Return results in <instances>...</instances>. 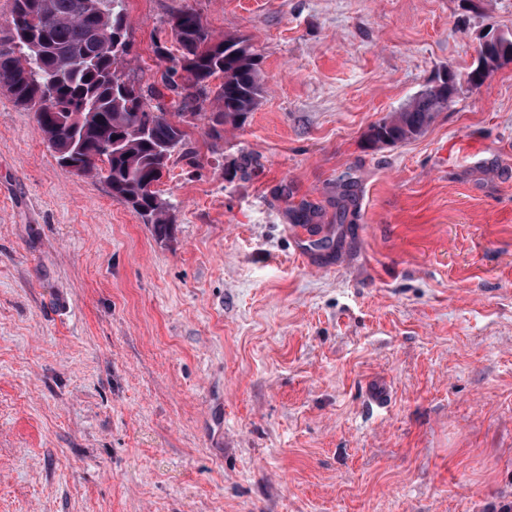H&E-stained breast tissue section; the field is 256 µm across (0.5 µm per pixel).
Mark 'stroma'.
Wrapping results in <instances>:
<instances>
[{"label": "stroma", "mask_w": 512, "mask_h": 512, "mask_svg": "<svg viewBox=\"0 0 512 512\" xmlns=\"http://www.w3.org/2000/svg\"><path fill=\"white\" fill-rule=\"evenodd\" d=\"M186 7L262 93L188 125L167 240L0 89V512L512 505V63L467 82L512 0H126L143 85ZM446 69L424 134L367 143Z\"/></svg>", "instance_id": "1"}]
</instances>
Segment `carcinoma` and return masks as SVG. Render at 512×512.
Returning <instances> with one entry per match:
<instances>
[{
  "label": "carcinoma",
  "mask_w": 512,
  "mask_h": 512,
  "mask_svg": "<svg viewBox=\"0 0 512 512\" xmlns=\"http://www.w3.org/2000/svg\"><path fill=\"white\" fill-rule=\"evenodd\" d=\"M179 55L167 46L155 54L170 63L164 89L180 98L179 110L197 115L209 135L241 125L261 93L258 55L242 36L216 39L197 11L184 8L167 21ZM489 41L482 65L470 72L478 87L509 62L503 42ZM127 40L124 0H13L7 35L0 37V87L35 114L49 147L70 159L84 176L105 175L112 195L152 225L159 240L170 237V203L144 190L160 181L173 151L187 133L159 105L161 90L142 88L121 70ZM210 102L213 110L198 111ZM451 98L441 82L426 88L400 111L370 127L371 144H396L421 135Z\"/></svg>",
  "instance_id": "cac0c4a2"
}]
</instances>
